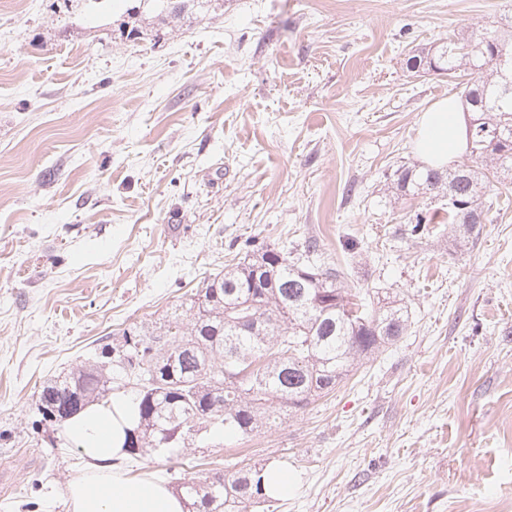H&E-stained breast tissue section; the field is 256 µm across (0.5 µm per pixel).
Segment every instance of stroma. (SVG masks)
Wrapping results in <instances>:
<instances>
[{
	"label": "stroma",
	"mask_w": 512,
	"mask_h": 512,
	"mask_svg": "<svg viewBox=\"0 0 512 512\" xmlns=\"http://www.w3.org/2000/svg\"><path fill=\"white\" fill-rule=\"evenodd\" d=\"M126 9L0 0V512H67L82 471L32 426L44 382L248 244L310 237L342 287L404 301V336L246 440L148 452L129 477L278 463L294 488L265 512L512 507V194L463 245L448 224L407 232L446 198L389 189L420 161L422 114L459 95L409 54L512 22V0Z\"/></svg>",
	"instance_id": "1"
}]
</instances>
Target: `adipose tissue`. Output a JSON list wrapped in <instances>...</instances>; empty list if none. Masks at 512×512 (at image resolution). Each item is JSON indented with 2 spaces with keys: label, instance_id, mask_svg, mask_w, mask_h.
<instances>
[{
  "label": "adipose tissue",
  "instance_id": "ef3b65f1",
  "mask_svg": "<svg viewBox=\"0 0 512 512\" xmlns=\"http://www.w3.org/2000/svg\"><path fill=\"white\" fill-rule=\"evenodd\" d=\"M467 118L455 100L425 112L418 152L427 164H448L466 146ZM138 423L131 395L113 396L108 406L91 405L63 424L62 436L85 461L67 485L69 512H187L184 499L153 477H128L121 463L125 441Z\"/></svg>",
  "mask_w": 512,
  "mask_h": 512
}]
</instances>
